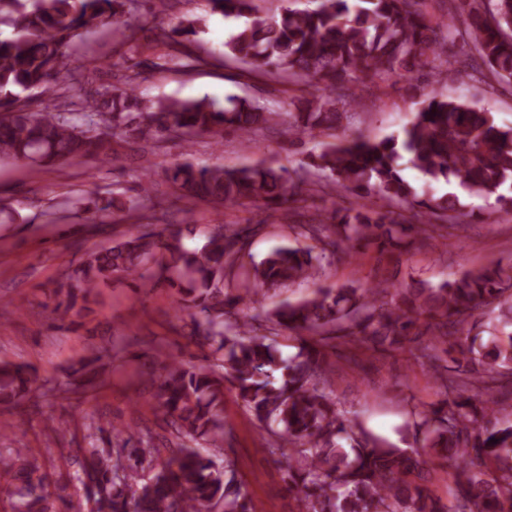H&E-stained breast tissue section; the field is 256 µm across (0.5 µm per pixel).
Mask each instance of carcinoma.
Masks as SVG:
<instances>
[{
	"label": "carcinoma",
	"instance_id": "1",
	"mask_svg": "<svg viewBox=\"0 0 512 512\" xmlns=\"http://www.w3.org/2000/svg\"><path fill=\"white\" fill-rule=\"evenodd\" d=\"M468 4L462 19L472 56L486 77L512 89V0H448ZM421 0H319L314 9L261 13L254 0H210L224 16L244 19L224 44V56L275 70L302 84L297 111L288 113L296 134L333 128L341 115L336 88L347 85L356 100L362 76L410 81L414 69L429 66L453 77L456 61L445 51L459 30L434 21ZM127 0H0V14L12 15L10 36H0V160L50 167L91 156L118 159L112 135L154 139L182 137L185 147L201 133L232 129L250 135L279 113L257 101L230 96L217 106L206 97L166 99L142 105L141 72L131 70L114 86L59 112L48 100L29 110L21 93L69 79L65 59L81 31L112 26L126 53H140ZM197 22L181 19L157 27L154 41L172 50L182 65L199 61L187 51ZM426 184L443 182L437 196L418 192L402 175L401 160ZM325 178L330 194L346 191L363 203L337 207L306 220L282 217L297 235L314 241L271 251L246 272L250 301L259 311L239 314L241 296L231 293L235 269L246 251L248 229L220 224L199 248L180 232L141 235L87 251L54 291L53 319L81 327L92 313L95 290L123 275L146 288L163 283L178 289L175 303L188 336L212 350V358L190 365L167 360L162 373L142 371L152 399L175 442L162 451L147 432L89 425L110 438L91 444L77 461L76 482L85 512H255L228 446L233 434L224 421V388L230 385L265 432L262 451L285 465L284 481L299 502L298 512H512V422L499 418L498 395L512 397V265L470 270L438 284L399 288L381 280L370 287L318 288L312 295L266 309V293L286 282L316 278L322 259L355 257L369 246L387 249L403 236L431 245L438 225L459 212L458 191L481 200L495 198L512 215V126L486 110L435 96L422 102L402 135L372 141L330 143L294 170L265 161L256 166L183 162L168 180L178 199L215 205L261 203L276 207L311 172ZM377 196L405 203L401 218L369 204ZM152 202L150 186L121 204L138 212ZM497 314L480 343H468L479 310ZM301 337L298 352L282 357L276 337ZM383 354L419 344L418 358L440 382L442 398L412 413L407 429L414 448H401L345 417L329 385V353L338 341ZM100 360L93 352L72 369L68 391L79 393L103 382L105 369L85 378ZM37 378L21 363H0V405L15 406L37 389ZM497 442H491V439ZM224 456L219 466L200 448ZM457 466L456 491L444 502L429 484L448 463ZM39 457L27 448H0V476L10 477L11 512H70L51 488Z\"/></svg>",
	"mask_w": 512,
	"mask_h": 512
}]
</instances>
